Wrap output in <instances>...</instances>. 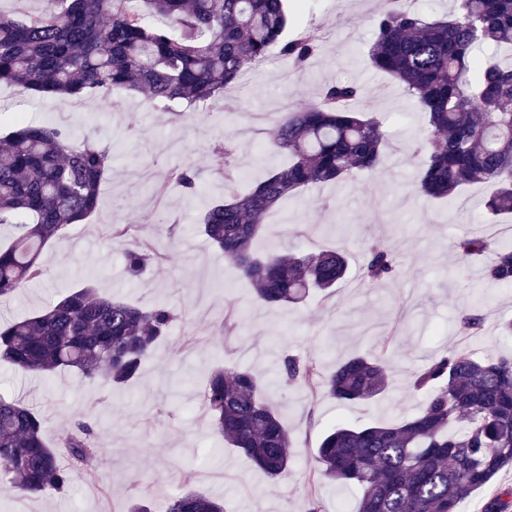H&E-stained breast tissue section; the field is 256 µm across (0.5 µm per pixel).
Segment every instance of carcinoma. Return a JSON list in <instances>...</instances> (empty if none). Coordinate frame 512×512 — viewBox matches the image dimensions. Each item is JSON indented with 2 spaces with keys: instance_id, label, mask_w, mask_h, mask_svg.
Here are the masks:
<instances>
[{
  "instance_id": "cac0c4a2",
  "label": "carcinoma",
  "mask_w": 512,
  "mask_h": 512,
  "mask_svg": "<svg viewBox=\"0 0 512 512\" xmlns=\"http://www.w3.org/2000/svg\"><path fill=\"white\" fill-rule=\"evenodd\" d=\"M46 0L23 20L0 14V85L24 93L85 97L115 87L145 90L171 109L224 95L240 75L272 51L304 66L322 36L310 29L283 37L284 0ZM512 49V0H456L446 17L429 18L384 0L370 47L374 68L387 73L428 119L424 156L413 192L446 198L470 184H490V216L512 215V63L487 58L472 71L478 48ZM362 93L353 82L327 85L317 102L287 112L269 129L288 152L249 191L238 188L231 149L212 147L224 169V198L203 212V233L248 279L266 306L294 304L310 291L330 297L348 261L339 248L259 257L253 243L267 216L312 186L375 172L386 147L382 126L351 109ZM110 152L72 142L61 128L19 122L0 147V224L16 228L0 248V300L44 275L40 255L70 225L96 210ZM168 180L193 191L200 171L170 170ZM464 257L491 250L485 278L512 285V246L475 231L455 245ZM153 258L148 241L124 256L136 280ZM393 252L370 248L359 274L367 283L392 277ZM174 308L144 309L84 286L53 306L0 323V359L28 374L76 370L92 383L119 388L137 377L144 359L168 336ZM287 376L343 404L383 395V364L353 356L326 372L316 361L284 360ZM412 389L421 410L390 424L340 423L319 445V478L358 493V512H461L473 492L512 468V353L482 358L448 351L417 369ZM217 432L270 478L288 474L293 441L257 377L233 366L216 368L202 394ZM97 446L91 424L76 422L51 447L36 411L0 394V484L27 495L64 492L75 472L90 468ZM169 512H224V505L184 486ZM481 512H512V486L497 491Z\"/></svg>"
}]
</instances>
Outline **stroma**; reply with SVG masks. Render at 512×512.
<instances>
[{"label":"stroma","mask_w":512,"mask_h":512,"mask_svg":"<svg viewBox=\"0 0 512 512\" xmlns=\"http://www.w3.org/2000/svg\"><path fill=\"white\" fill-rule=\"evenodd\" d=\"M381 8L382 0H288L286 37L314 26L323 33L309 68L296 71L288 59L272 55L241 77L239 89L193 112L166 111L147 92L125 88L79 99L0 87V139L22 113L33 124L67 128L74 143L93 139L112 155L97 211L45 247L43 277L0 301V319L25 318L83 282L143 307L167 303L178 313L139 376L114 390L68 369L24 374L0 361V394L38 411L49 444L85 420L99 448L92 470L75 474L68 492L31 497L5 490L0 512H127L134 501L167 512L176 485L188 475L193 490L222 499L225 512H304L312 488L320 512H357L355 490L312 483L323 433L340 422L375 425L417 413L422 398L409 387L411 374L460 340L481 357L512 350V337L497 329L512 318V286L487 282L486 258L465 261L454 249L476 224L502 240L480 206L487 187L445 200L410 191L427 119L370 64ZM336 81L363 86L353 107L380 119L388 137L382 165L353 182L319 185L284 201L255 248L285 256L338 246L351 269L332 297L315 293L298 304L266 307L199 229L203 211L224 193L210 150L231 142L244 185L262 181L288 162L268 137L275 115L312 104ZM179 166L203 171L194 194L167 182L169 170ZM114 224L133 225L132 237L112 238ZM141 239L155 242L161 256L131 282L124 253ZM370 246L393 250L396 276L360 280L356 269ZM228 307L240 313L230 329ZM470 312L484 319L473 337L462 324ZM355 353L382 360L390 384L384 395L342 405L306 391L280 370L288 355L329 369ZM221 364L250 369L269 385L294 440L286 477L270 479L214 431L202 392Z\"/></svg>","instance_id":"1"}]
</instances>
